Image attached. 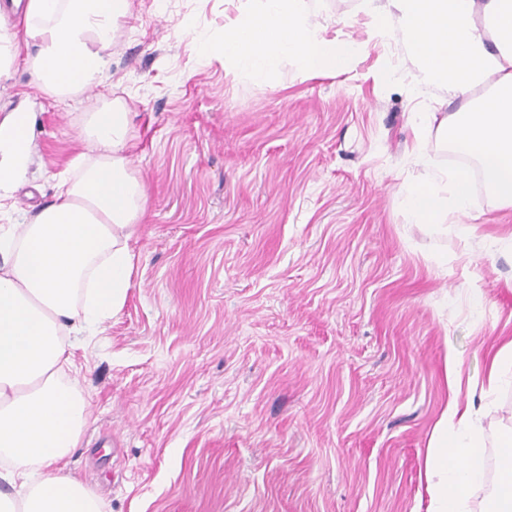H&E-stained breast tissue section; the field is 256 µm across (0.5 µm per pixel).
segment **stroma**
Returning <instances> with one entry per match:
<instances>
[{"label":"stroma","mask_w":512,"mask_h":512,"mask_svg":"<svg viewBox=\"0 0 512 512\" xmlns=\"http://www.w3.org/2000/svg\"><path fill=\"white\" fill-rule=\"evenodd\" d=\"M306 3L327 38L358 45L344 72L289 62L251 81L221 55L200 62L183 32L221 39L249 0H133L103 86L58 100L20 66L0 89L1 108L35 114L14 220L51 201L84 113L117 98L136 114L138 266L66 368L91 412L66 470L104 512H416L447 353L482 384L493 340L512 337V251L490 246L512 208L487 200L474 160L413 131L463 98L424 87L362 0ZM429 165L467 173L470 238L403 207ZM487 404L478 508L512 387Z\"/></svg>","instance_id":"1"}]
</instances>
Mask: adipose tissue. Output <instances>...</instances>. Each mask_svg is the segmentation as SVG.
I'll use <instances>...</instances> for the list:
<instances>
[{"label":"adipose tissue","mask_w":512,"mask_h":512,"mask_svg":"<svg viewBox=\"0 0 512 512\" xmlns=\"http://www.w3.org/2000/svg\"><path fill=\"white\" fill-rule=\"evenodd\" d=\"M378 34L406 43L429 82L464 95H490L464 111L424 113L418 143L437 138L473 159L490 202L512 207V0H364ZM132 0H26L21 20L0 11V83L22 64L37 87L70 98L103 84L116 32ZM200 61L222 54L253 81L285 58L319 77L348 66L352 43L325 37L303 0H256L250 18L215 41L194 33ZM135 115L120 100L87 113L84 150L61 173L52 201L24 224L0 225V512H103L100 499L65 473L63 461L88 423L85 398L63 367L72 335L123 307L137 257L129 245L148 199L128 147ZM33 113L0 118V214L25 180L34 152ZM417 222L462 216L469 237L468 178L430 171L403 197ZM448 401L434 423L425 457L426 512H472L485 481L479 411L455 355L444 367Z\"/></svg>","instance_id":"ef3b65f1"}]
</instances>
